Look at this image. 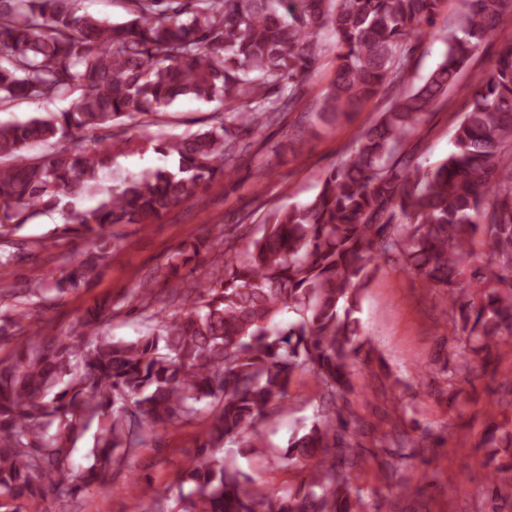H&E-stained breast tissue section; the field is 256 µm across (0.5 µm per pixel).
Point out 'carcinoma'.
<instances>
[{"mask_svg":"<svg viewBox=\"0 0 512 512\" xmlns=\"http://www.w3.org/2000/svg\"><path fill=\"white\" fill-rule=\"evenodd\" d=\"M445 0H128L130 18L80 14L77 0H0V107L72 99L71 108L0 123V241L47 213L65 234L90 237L48 286L0 319L15 341L0 361V509L53 489L59 512L156 430L205 420L197 453L159 493L133 481L154 512H365L351 495L364 459L344 415L354 367L373 348L357 313L363 291L394 260L448 305L457 349L484 354L512 337V45L475 83L458 80L493 38L512 0H460L442 61L422 84L393 95L316 196L266 212L240 238L182 243L170 273L200 269L224 245L222 266L200 288L171 289L172 311L147 312L130 340L101 333L103 305L87 307L80 336L41 337L31 305L84 282L113 244L116 225L155 223L196 190L232 180L241 139L295 108L298 87L335 39L333 76L316 117L349 119L383 90L404 84L406 47L435 36ZM470 109L453 150L425 166L407 148L432 105L452 89ZM188 98L227 104L205 130L99 132L142 116V126ZM37 145L41 152L28 155ZM154 151L173 157L114 182L113 159ZM94 198L91 206L82 204ZM486 262L475 263V247ZM320 386L318 415L288 441V464L309 470L295 490L256 493L237 456L257 451L260 421L288 408L296 377ZM96 425L92 463L75 470L78 440ZM484 444L508 462L487 473L485 495L512 504V428L491 424ZM503 430L502 442L494 432ZM234 445L237 450L224 453Z\"/></svg>","mask_w":512,"mask_h":512,"instance_id":"obj_1","label":"carcinoma"}]
</instances>
